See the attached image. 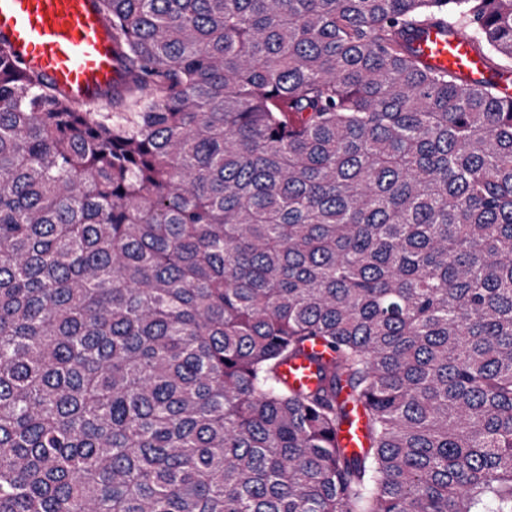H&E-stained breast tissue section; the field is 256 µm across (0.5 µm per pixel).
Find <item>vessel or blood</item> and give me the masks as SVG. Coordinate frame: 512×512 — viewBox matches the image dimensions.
Listing matches in <instances>:
<instances>
[{"label":"vessel or blood","mask_w":512,"mask_h":512,"mask_svg":"<svg viewBox=\"0 0 512 512\" xmlns=\"http://www.w3.org/2000/svg\"><path fill=\"white\" fill-rule=\"evenodd\" d=\"M0 39L14 56L87 110L121 80L111 29L96 0H0ZM421 60L438 71L493 81L512 96V73L492 71L473 43L440 23L426 26L414 42Z\"/></svg>","instance_id":"obj_1"}]
</instances>
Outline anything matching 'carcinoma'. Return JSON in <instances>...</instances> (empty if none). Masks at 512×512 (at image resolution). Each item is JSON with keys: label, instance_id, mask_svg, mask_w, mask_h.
<instances>
[{"label": "carcinoma", "instance_id": "carcinoma-1", "mask_svg": "<svg viewBox=\"0 0 512 512\" xmlns=\"http://www.w3.org/2000/svg\"><path fill=\"white\" fill-rule=\"evenodd\" d=\"M99 8L102 112L0 41V512H512V98L409 38L512 0Z\"/></svg>", "mask_w": 512, "mask_h": 512}]
</instances>
